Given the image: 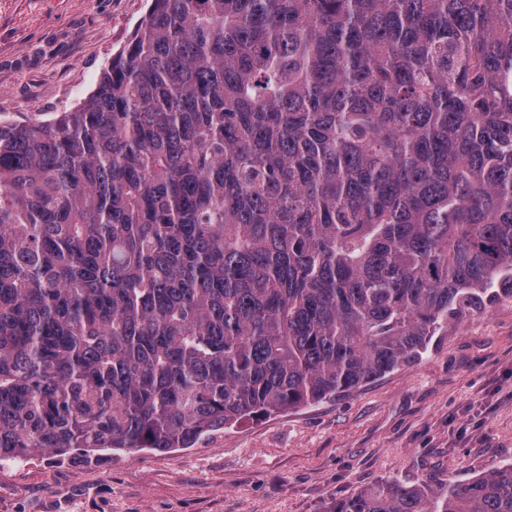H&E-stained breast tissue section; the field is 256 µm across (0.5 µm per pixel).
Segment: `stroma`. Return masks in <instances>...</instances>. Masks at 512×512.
<instances>
[{"label":"stroma","instance_id":"35a3bbf8","mask_svg":"<svg viewBox=\"0 0 512 512\" xmlns=\"http://www.w3.org/2000/svg\"><path fill=\"white\" fill-rule=\"evenodd\" d=\"M150 0H0V119L46 120L95 89ZM512 463V300L360 388L188 449L0 466V512H322L388 480L455 485Z\"/></svg>","mask_w":512,"mask_h":512}]
</instances>
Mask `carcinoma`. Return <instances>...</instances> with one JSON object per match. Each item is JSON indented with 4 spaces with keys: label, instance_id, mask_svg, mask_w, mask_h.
<instances>
[{
    "label": "carcinoma",
    "instance_id": "cac0c4a2",
    "mask_svg": "<svg viewBox=\"0 0 512 512\" xmlns=\"http://www.w3.org/2000/svg\"><path fill=\"white\" fill-rule=\"evenodd\" d=\"M512 299V0H151L0 122V465L191 448ZM324 512H512V464Z\"/></svg>",
    "mask_w": 512,
    "mask_h": 512
}]
</instances>
